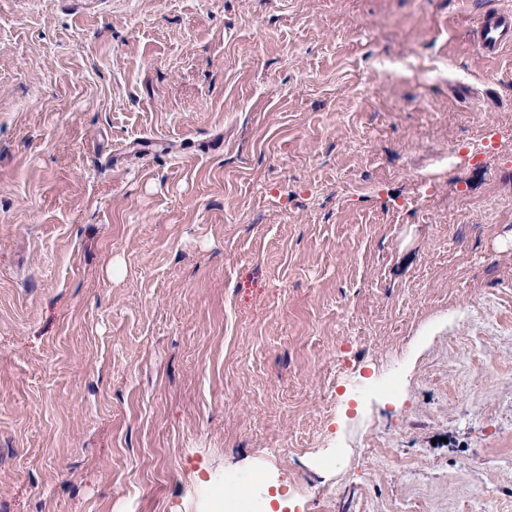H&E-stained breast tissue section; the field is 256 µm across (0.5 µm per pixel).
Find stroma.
<instances>
[{
	"instance_id": "obj_1",
	"label": "stroma",
	"mask_w": 512,
	"mask_h": 512,
	"mask_svg": "<svg viewBox=\"0 0 512 512\" xmlns=\"http://www.w3.org/2000/svg\"><path fill=\"white\" fill-rule=\"evenodd\" d=\"M491 7L0 0V512H512Z\"/></svg>"
}]
</instances>
